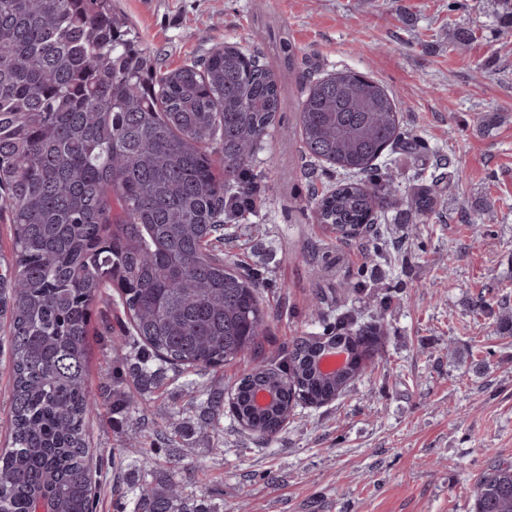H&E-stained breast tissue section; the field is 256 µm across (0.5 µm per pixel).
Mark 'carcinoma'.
<instances>
[{
    "instance_id": "cac0c4a2",
    "label": "carcinoma",
    "mask_w": 512,
    "mask_h": 512,
    "mask_svg": "<svg viewBox=\"0 0 512 512\" xmlns=\"http://www.w3.org/2000/svg\"><path fill=\"white\" fill-rule=\"evenodd\" d=\"M282 99L256 54L215 44L201 61L161 71L112 0H0V210L13 256L0 281L12 390L10 443L0 451V512H95L97 472L85 423L99 395L87 376L92 317L119 311L112 337V414L137 418L146 455L120 512H208L180 477L187 414L224 452V388L206 382L158 421L149 400L168 371L204 377L250 356L231 388L240 429L268 443L295 408L336 399L378 352L380 333L315 296L322 332L264 348L271 312L261 282L224 253L229 226L260 205L257 157ZM302 151L346 179L307 200L317 223L350 241L380 235L378 214L406 206L416 224L438 192L402 195L376 161L420 141L388 90L350 69L306 80L297 103ZM266 390L272 401L254 404ZM472 512H512V461L478 478Z\"/></svg>"
}]
</instances>
